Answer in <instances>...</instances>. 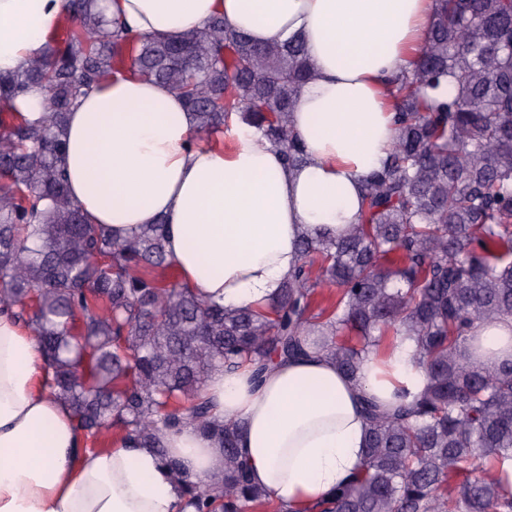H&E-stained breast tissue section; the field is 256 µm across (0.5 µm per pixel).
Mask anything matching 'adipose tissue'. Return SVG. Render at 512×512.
Wrapping results in <instances>:
<instances>
[{"label":"adipose tissue","instance_id":"adipose-tissue-1","mask_svg":"<svg viewBox=\"0 0 512 512\" xmlns=\"http://www.w3.org/2000/svg\"><path fill=\"white\" fill-rule=\"evenodd\" d=\"M134 32L176 38L213 15L261 45L302 38L313 78L291 126L306 163L290 167L254 128L232 126L227 147L197 142V121L169 86L104 78L69 112L63 164L71 199L118 238L164 220L182 284L228 308H260L300 262L299 244L343 234L361 215L362 182L396 136L390 78L411 70L437 0H105ZM62 0H0V72L41 53ZM482 362L512 360V320L474 331ZM34 334L0 314V512H194L155 449L81 450L68 403L44 386ZM414 343L395 339L358 378L313 353L270 366L217 369L203 394L219 419L239 423L252 483L287 512H312L363 463L362 394L391 405L419 393ZM164 444L191 474L224 473V452L189 423Z\"/></svg>","mask_w":512,"mask_h":512}]
</instances>
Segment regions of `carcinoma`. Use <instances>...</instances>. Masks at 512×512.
Listing matches in <instances>:
<instances>
[{
  "label": "carcinoma",
  "instance_id": "cac0c4a2",
  "mask_svg": "<svg viewBox=\"0 0 512 512\" xmlns=\"http://www.w3.org/2000/svg\"><path fill=\"white\" fill-rule=\"evenodd\" d=\"M43 55L0 73V111L44 116L0 132V313L29 327L49 367L46 387L68 402L85 439L114 424L156 449L195 512L275 506L251 484L239 427L218 421L202 390L215 369L270 364L314 346L355 378L385 336H406L426 381L382 410L367 396L360 474L318 512H512V362L473 359L476 323L512 318V0H438L410 73L392 82L397 137L363 183L360 224L300 243L301 263L262 310H229L163 271L166 224L118 240L71 200L61 158L68 112L109 74L166 84L217 133L237 115L306 162L289 125L312 77L296 39L257 46L213 17L176 40L131 35L104 0H64ZM453 91L433 96L442 81ZM336 302L315 310L317 290ZM190 420L224 449V477L181 472L164 431Z\"/></svg>",
  "mask_w": 512,
  "mask_h": 512
}]
</instances>
